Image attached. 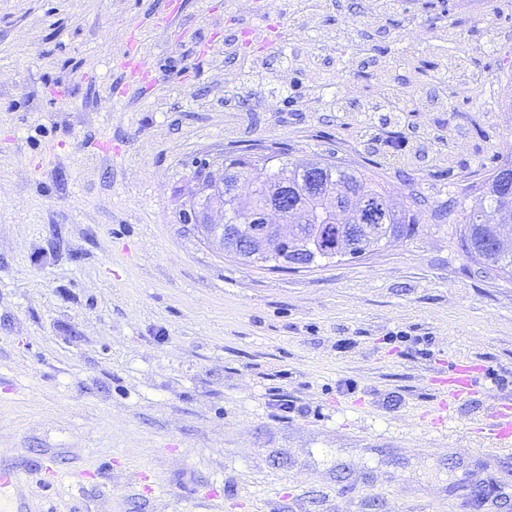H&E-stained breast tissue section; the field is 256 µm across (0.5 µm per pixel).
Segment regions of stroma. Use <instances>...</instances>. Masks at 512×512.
Returning <instances> with one entry per match:
<instances>
[{
	"instance_id": "stroma-1",
	"label": "stroma",
	"mask_w": 512,
	"mask_h": 512,
	"mask_svg": "<svg viewBox=\"0 0 512 512\" xmlns=\"http://www.w3.org/2000/svg\"><path fill=\"white\" fill-rule=\"evenodd\" d=\"M381 2L0 0V466L28 512H512L481 429L512 276L434 219L512 156V0ZM383 83L407 111H373ZM251 147L378 173L418 234L223 255L179 211L195 162ZM461 360L485 372L452 401Z\"/></svg>"
}]
</instances>
